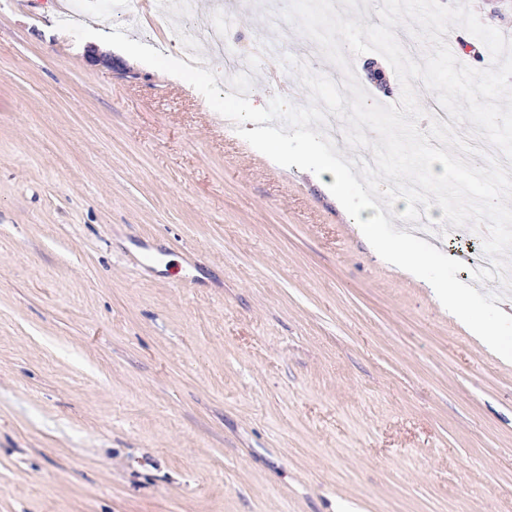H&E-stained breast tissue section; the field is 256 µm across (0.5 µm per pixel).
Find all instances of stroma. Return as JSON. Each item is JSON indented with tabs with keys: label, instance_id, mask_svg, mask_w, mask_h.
I'll return each instance as SVG.
<instances>
[{
	"label": "stroma",
	"instance_id": "1",
	"mask_svg": "<svg viewBox=\"0 0 512 512\" xmlns=\"http://www.w3.org/2000/svg\"><path fill=\"white\" fill-rule=\"evenodd\" d=\"M160 0H119L170 43ZM227 21L252 47L272 12ZM0 0V512H512V362L386 264L325 182L167 73ZM373 100L401 84L353 56ZM251 99L308 101L255 56ZM422 240L464 263L483 239Z\"/></svg>",
	"mask_w": 512,
	"mask_h": 512
}]
</instances>
